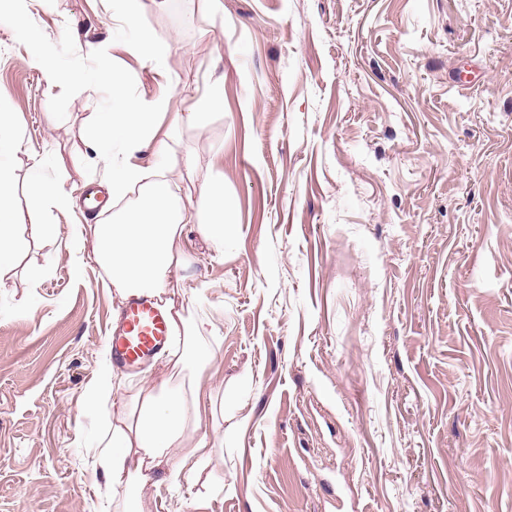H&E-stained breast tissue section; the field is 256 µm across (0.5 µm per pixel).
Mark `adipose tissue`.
<instances>
[{
    "mask_svg": "<svg viewBox=\"0 0 512 512\" xmlns=\"http://www.w3.org/2000/svg\"><path fill=\"white\" fill-rule=\"evenodd\" d=\"M9 19L17 39L28 48L30 64L42 72L48 85H55L60 76L47 59L41 32L29 24L23 10L10 13ZM94 59L95 80L112 89L108 111L95 113L88 127L93 149L105 165V190L109 196L120 198L132 186L147 188L146 207L129 210L111 224L89 225L87 230L92 254L105 270L114 296L125 304L165 295L172 268L184 263L180 237L185 223L197 221L212 247L218 251L224 248L223 188H208L196 212L191 213L174 206L168 173L140 162L148 151L164 157L169 139L181 125L205 123L210 112L221 105L224 91L222 84H215L192 112L175 115L163 131L156 117L168 110L169 97L141 102L128 93L127 80L110 57L98 52ZM20 148L11 109L0 102V275L14 266L30 242L54 235V225L45 221L47 210L71 212L78 205L77 199L63 192L55 181L38 174L29 182V208L18 211L14 161ZM164 306L181 341L168 357L170 373L160 381L144 383L136 421H128L120 413L113 415L111 431L101 439L105 451L97 459L110 486L124 494L127 512H139L146 472L162 469L167 480L174 481L194 474L211 454L209 442L199 430L212 399L211 392L202 387V377L213 355L192 343L193 337L205 331L206 323L193 316L190 305H179L166 297Z\"/></svg>",
    "mask_w": 512,
    "mask_h": 512,
    "instance_id": "adipose-tissue-1",
    "label": "adipose tissue"
}]
</instances>
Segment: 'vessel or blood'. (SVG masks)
Masks as SVG:
<instances>
[{"label": "vessel or blood", "instance_id": "b4317fda", "mask_svg": "<svg viewBox=\"0 0 512 512\" xmlns=\"http://www.w3.org/2000/svg\"><path fill=\"white\" fill-rule=\"evenodd\" d=\"M162 308L155 298L137 299L123 308L112 338L113 361L132 366L165 349L170 330Z\"/></svg>", "mask_w": 512, "mask_h": 512}]
</instances>
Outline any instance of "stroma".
I'll list each match as a JSON object with an SVG mask.
<instances>
[{
  "label": "stroma",
  "instance_id": "35a3bbf8",
  "mask_svg": "<svg viewBox=\"0 0 512 512\" xmlns=\"http://www.w3.org/2000/svg\"><path fill=\"white\" fill-rule=\"evenodd\" d=\"M29 0L47 86L0 20V101L33 171L82 197L105 179L86 138L112 97L96 44L170 112L224 105L169 143L172 194L224 184V251L185 230L177 297L210 320L217 390L200 472L153 474L142 512H512V0ZM171 35L164 73L136 31ZM0 288V512H123L92 465L104 413L155 360L118 368L87 410L121 309L52 211ZM50 275L31 284V266ZM115 390V382L112 376V363L105 362L99 371V375L95 386L93 387L92 395L88 403L96 408L98 405L108 402L112 393Z\"/></svg>",
  "mask_w": 512,
  "mask_h": 512
}]
</instances>
